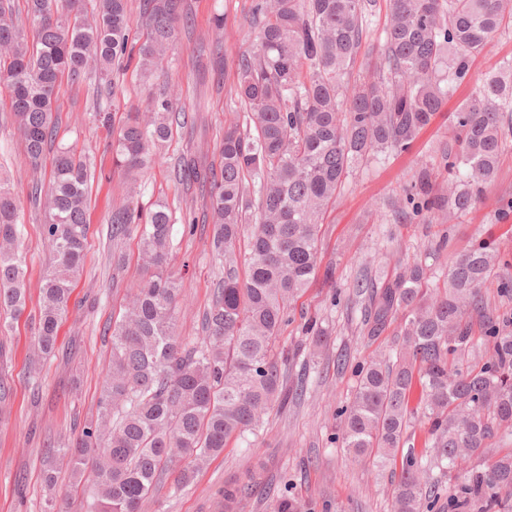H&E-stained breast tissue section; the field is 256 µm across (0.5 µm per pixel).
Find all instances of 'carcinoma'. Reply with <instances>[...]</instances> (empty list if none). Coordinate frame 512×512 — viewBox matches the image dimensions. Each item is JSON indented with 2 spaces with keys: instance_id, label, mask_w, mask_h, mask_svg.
<instances>
[{
  "instance_id": "1",
  "label": "carcinoma",
  "mask_w": 512,
  "mask_h": 512,
  "mask_svg": "<svg viewBox=\"0 0 512 512\" xmlns=\"http://www.w3.org/2000/svg\"><path fill=\"white\" fill-rule=\"evenodd\" d=\"M377 0H256L257 38L238 58L234 87L239 111L224 123L217 170L187 166L179 179L208 185L214 254L224 281L205 313L197 343L176 332L179 279L167 271L172 216L157 203L148 221L129 204L112 213V239L137 233L145 277L130 288L121 319L112 323V356L95 414L81 434L48 444L43 512L57 508V466L75 485L86 471L83 512H140L162 474L183 463L177 481L191 483L228 441L255 433L275 404H288V358L273 344L288 304L318 272L321 221L337 192L369 156L409 150L420 131L469 77L472 58L486 51L512 0H388L378 62L352 77ZM31 30L12 0H0V84L36 174L54 150L49 187L30 180L31 201L47 213L43 232L53 253L43 275L36 355L55 353L60 324L83 273L88 185L94 171L69 146L54 144L53 102L62 78L106 76L132 60L128 0H27ZM148 38L137 64L159 67L188 12L181 0H143ZM180 93H152L112 139V163L138 178L168 141ZM512 59L486 75L453 113L444 153L448 190L433 194L421 172L400 202L416 212L453 219L480 202L512 149ZM252 225L247 275L234 263L243 225ZM18 207L0 184V314L26 308V261L18 250ZM508 261L481 244L454 258L443 284H429L422 265L371 291L363 326L370 338L402 315L395 360L373 359L358 371L355 392L337 415L342 448L355 459L384 465L402 447L392 512H512V451L484 465L470 460L494 438L512 440V323L486 312L482 290ZM491 354L474 363L471 313ZM424 393V447L407 430L414 383ZM439 470L433 478L430 471ZM454 475L453 489L442 478ZM254 476L224 485V512H238Z\"/></svg>"
}]
</instances>
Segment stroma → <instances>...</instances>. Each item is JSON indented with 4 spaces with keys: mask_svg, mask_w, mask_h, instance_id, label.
<instances>
[{
    "mask_svg": "<svg viewBox=\"0 0 512 512\" xmlns=\"http://www.w3.org/2000/svg\"><path fill=\"white\" fill-rule=\"evenodd\" d=\"M184 5L191 25L179 30L155 73L131 65L115 71L107 83L95 76L60 83L53 104L57 140L90 161L95 179L85 271L60 326L56 353L35 380L27 367L35 351L40 285L50 249L44 214L29 200L31 176L8 93L0 88V178L12 184L20 202L19 244L27 260L28 293L25 312L0 335V381L10 389L8 405L0 409V512H42L47 444L78 435L96 406L110 360L108 327L121 318L127 290L142 276L138 236L129 235L116 247L109 240V216L128 202L127 179L112 167V136L127 114L144 109L149 93L163 85L180 89L188 118L172 124L160 159L142 173L137 205L147 212L163 200L172 212L168 269L182 285L177 331L185 341L201 340L203 314L224 279V260L209 247V225L200 222L192 234L185 229L189 219L203 217L206 187L199 180L180 181L177 170L187 163L200 172L220 165L224 120L237 108V60L248 47L241 31L252 18L253 0H184ZM220 14L226 25L219 41L210 26ZM506 57H512V27L474 59L468 83L435 114L409 151L365 161L327 210L319 232V271L291 301L288 320L275 340L276 353L294 356L290 377L306 376L302 398L274 407L257 434L230 440L193 484L181 487L173 474L164 475L142 512H216L225 484L251 472L258 474L259 485L245 496L240 512H273L283 496L309 504L313 512H391V483L399 465L353 461L339 439L336 410L350 401L357 368L376 357H394L400 344V320L374 338L363 331L361 311L367 298L357 284L392 277L413 261L434 278L447 272L456 253L484 243L507 259L483 289L486 303L499 317L512 318V289H502L506 283L512 286V151L503 156L484 200L454 222L429 213L403 221L392 211L422 169H429L434 192L446 190L448 170L441 153L448 147L451 114ZM101 112L111 114V127L98 121ZM442 239L447 245L441 250L437 244ZM310 321L328 332L322 352H314L305 332ZM341 354L347 364L340 370L336 358Z\"/></svg>",
    "mask_w": 512,
    "mask_h": 512,
    "instance_id": "obj_1",
    "label": "stroma"
}]
</instances>
